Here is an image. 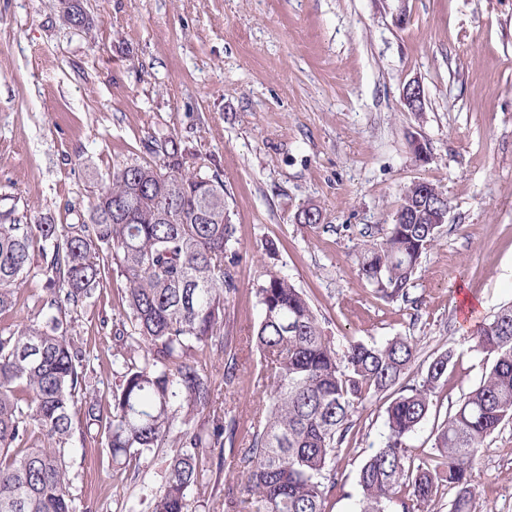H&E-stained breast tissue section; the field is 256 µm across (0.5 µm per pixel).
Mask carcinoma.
<instances>
[{"instance_id":"1","label":"carcinoma","mask_w":512,"mask_h":512,"mask_svg":"<svg viewBox=\"0 0 512 512\" xmlns=\"http://www.w3.org/2000/svg\"><path fill=\"white\" fill-rule=\"evenodd\" d=\"M146 148L159 161L114 164L87 221L0 224V315L19 305L34 243L48 291L33 319L0 329V512H78L61 449L84 438V423L105 433L118 466L133 453L174 445L150 512H186L207 459L239 429L229 413L194 424L215 392L197 353L224 348V310L237 292L224 181L202 172L172 136H153ZM424 190L437 192L428 182L403 190L399 208L408 223L391 225L362 255V276L387 301L406 297L436 241L440 225L417 208ZM107 257L125 282L127 311L115 332L123 350L112 354L124 372L104 406L78 398L92 380L90 350L72 334L67 309L94 298ZM256 294L262 314L253 336L272 391L264 420L246 431L247 490L255 512H326L351 408L396 386L416 345L406 337L351 342L339 355L287 276L266 271ZM477 338L494 362L448 416L435 455L408 456L405 438L426 417L452 353L435 357L418 385L391 401L383 440L358 473L357 512H412L447 488L456 490L452 512H475L472 471L481 445L512 418V304Z\"/></svg>"}]
</instances>
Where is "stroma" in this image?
Masks as SVG:
<instances>
[{"label":"stroma","mask_w":512,"mask_h":512,"mask_svg":"<svg viewBox=\"0 0 512 512\" xmlns=\"http://www.w3.org/2000/svg\"><path fill=\"white\" fill-rule=\"evenodd\" d=\"M82 3L89 36L65 23L59 0H0V223H82L114 163L146 161L151 136L173 135L221 177L235 227L238 290L224 315L232 351L202 357L217 380L215 412L251 425L267 374L250 342L261 319L256 290L273 268L310 298L336 352L352 340L411 338L417 357L403 385L452 352L445 383L406 439L413 457L431 451L494 361L466 327L458 287L478 301L481 322L512 303V0ZM413 81L424 91L420 112L402 100ZM415 137L428 162L416 161ZM418 181L448 197V222L407 297L387 301L362 277L360 255ZM310 207L320 223H299ZM125 309L124 282L110 272L94 303L70 310L74 335L90 343L100 398L120 380L112 325ZM396 395L351 411L326 512H355L358 472ZM172 454L131 456L120 473L104 436L91 433L64 450L70 491L84 512H147ZM248 468L239 447L209 458L188 512H252ZM473 483L476 512H512V419L485 440Z\"/></svg>","instance_id":"obj_1"}]
</instances>
